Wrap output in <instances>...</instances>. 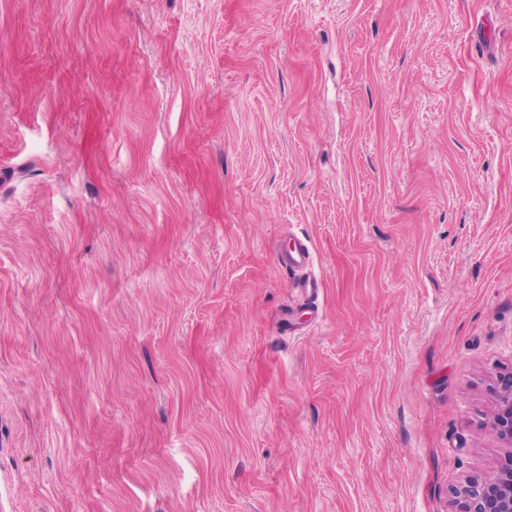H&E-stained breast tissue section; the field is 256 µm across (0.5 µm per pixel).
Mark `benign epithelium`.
I'll return each instance as SVG.
<instances>
[{"instance_id": "7a95c632", "label": "benign epithelium", "mask_w": 512, "mask_h": 512, "mask_svg": "<svg viewBox=\"0 0 512 512\" xmlns=\"http://www.w3.org/2000/svg\"><path fill=\"white\" fill-rule=\"evenodd\" d=\"M498 408L491 429L506 445L490 475L468 476L453 490L454 512H512V379L499 380Z\"/></svg>"}]
</instances>
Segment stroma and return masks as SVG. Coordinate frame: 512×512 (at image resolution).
<instances>
[{
  "instance_id": "1",
  "label": "stroma",
  "mask_w": 512,
  "mask_h": 512,
  "mask_svg": "<svg viewBox=\"0 0 512 512\" xmlns=\"http://www.w3.org/2000/svg\"><path fill=\"white\" fill-rule=\"evenodd\" d=\"M510 373L512 0H0V512H452ZM295 239L292 247L278 255L279 265L288 272H297L313 264V251L308 241Z\"/></svg>"
}]
</instances>
